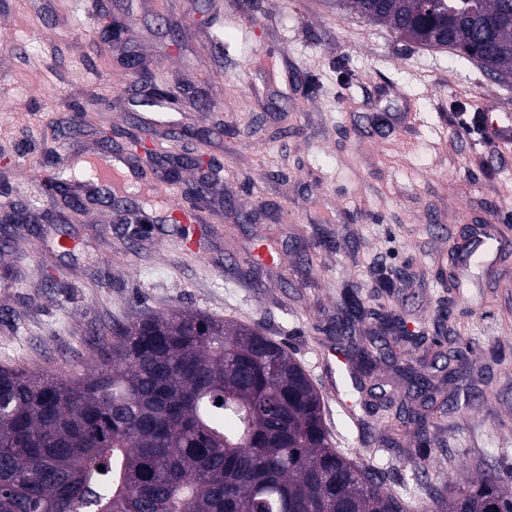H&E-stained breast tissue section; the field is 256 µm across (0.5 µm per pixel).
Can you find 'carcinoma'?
Returning <instances> with one entry per match:
<instances>
[{
  "mask_svg": "<svg viewBox=\"0 0 512 512\" xmlns=\"http://www.w3.org/2000/svg\"><path fill=\"white\" fill-rule=\"evenodd\" d=\"M400 38L512 75V0H336ZM352 295L337 323L362 314ZM446 415L402 405L382 447ZM104 470H98V467ZM512 512L499 474L462 500L383 489L333 446L324 405L283 346L198 312L112 328L95 369L0 366V512Z\"/></svg>",
  "mask_w": 512,
  "mask_h": 512,
  "instance_id": "1",
  "label": "carcinoma"
}]
</instances>
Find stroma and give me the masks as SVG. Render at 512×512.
Segmentation results:
<instances>
[{
  "label": "stroma",
  "mask_w": 512,
  "mask_h": 512,
  "mask_svg": "<svg viewBox=\"0 0 512 512\" xmlns=\"http://www.w3.org/2000/svg\"><path fill=\"white\" fill-rule=\"evenodd\" d=\"M476 112L512 114V77L336 0H0V214L25 217L0 224V365L83 375L113 325L196 310L291 351L334 446L386 488L512 477V145L463 131ZM139 131L155 154L204 167L146 201L84 192L72 209L49 194L53 173L106 139L137 154ZM174 201L218 220L172 223ZM494 218L508 248L447 289L463 228ZM263 243L280 264L256 263ZM352 292L372 312L357 341L388 344L374 403L413 401L410 366L449 410L426 450L380 447L384 417L328 390L322 351ZM380 313L426 339L383 334Z\"/></svg>",
  "instance_id": "stroma-1"
}]
</instances>
